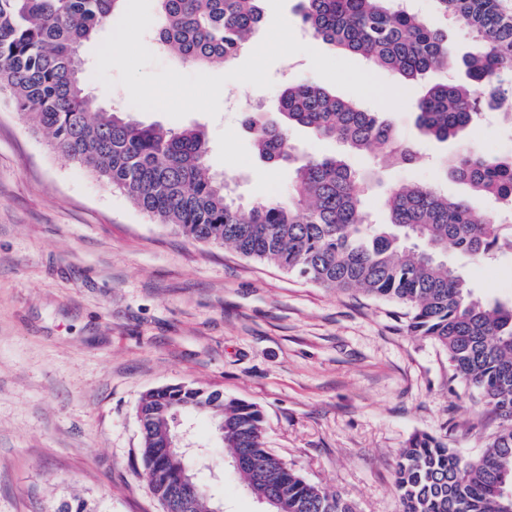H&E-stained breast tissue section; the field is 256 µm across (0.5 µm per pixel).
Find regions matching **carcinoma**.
I'll list each match as a JSON object with an SVG mask.
<instances>
[{"label":"carcinoma","instance_id":"1","mask_svg":"<svg viewBox=\"0 0 512 512\" xmlns=\"http://www.w3.org/2000/svg\"><path fill=\"white\" fill-rule=\"evenodd\" d=\"M127 0H0V95L7 94L51 149L120 190L142 211L186 239L233 248L336 291H361L401 305L407 329L448 355L452 379L476 394L497 426L485 449L465 459L448 442L414 435L399 454L401 512H509L512 502V302L473 296L444 253L476 259L512 251V158L471 149L448 153L445 173L471 195L451 199L426 184L400 183L385 199L388 220L365 204L368 176L344 156L294 167L291 195L244 205L228 179L208 172V142L198 128L144 125L123 106L97 103L77 53L98 29L121 18ZM439 16L473 34L463 78L430 86L417 100L421 134L452 143L487 112L512 117V15L501 0H434ZM157 44L197 66L229 64L261 28L259 0H157ZM303 29L374 68L417 80L451 60L447 33L397 0H299ZM246 125L261 158L294 159L288 129L303 127L347 153H382L406 168L418 150L380 112L362 110L307 82L287 85L278 123L250 112ZM498 204L479 213L480 202ZM203 413L215 425L248 489L272 512H354L339 492L307 483L262 442V412L193 385L162 387L139 402L143 474L168 512H213L204 487L189 502L174 485L179 452L161 454L178 415Z\"/></svg>","mask_w":512,"mask_h":512}]
</instances>
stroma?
Segmentation results:
<instances>
[{
  "mask_svg": "<svg viewBox=\"0 0 512 512\" xmlns=\"http://www.w3.org/2000/svg\"><path fill=\"white\" fill-rule=\"evenodd\" d=\"M272 87L227 82L220 113L135 119L204 131L212 171L246 203L287 198L288 165L262 161L244 113L275 115L286 84L319 82L305 54L276 61ZM451 65L407 93L390 119L413 141L408 168L350 156L378 170L366 189L384 217L388 188L428 183L459 197L441 159L450 147L424 138L415 102L424 84L461 77ZM468 147L512 156V123L487 117ZM448 260L487 301H512V253ZM193 384L263 413L264 442L307 482L342 492L356 512H399L394 469L418 433L447 439L468 457L484 440L468 419L493 415L451 381L447 354L406 330L399 305L336 292L228 247L192 243L157 223L77 163L0 100V512H162L142 478L137 408L148 391ZM196 453L187 460L224 512H264L224 459L209 419L186 414Z\"/></svg>",
  "mask_w": 512,
  "mask_h": 512,
  "instance_id": "obj_1",
  "label": "stroma"
}]
</instances>
